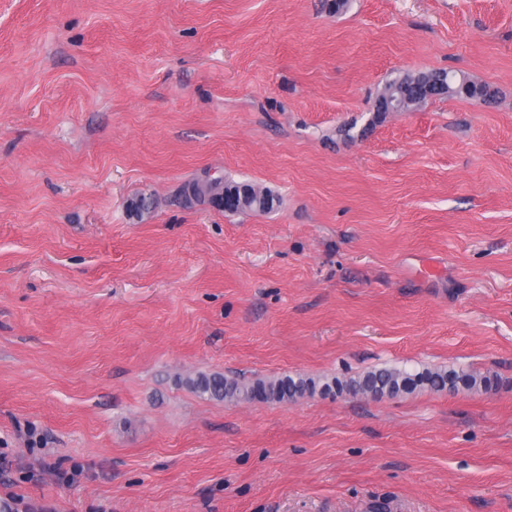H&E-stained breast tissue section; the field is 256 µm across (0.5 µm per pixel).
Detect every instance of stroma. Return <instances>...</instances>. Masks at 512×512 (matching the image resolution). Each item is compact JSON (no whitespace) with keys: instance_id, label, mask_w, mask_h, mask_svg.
I'll return each instance as SVG.
<instances>
[{"instance_id":"stroma-1","label":"stroma","mask_w":512,"mask_h":512,"mask_svg":"<svg viewBox=\"0 0 512 512\" xmlns=\"http://www.w3.org/2000/svg\"><path fill=\"white\" fill-rule=\"evenodd\" d=\"M328 2L0 0V499L512 512V0ZM432 70L495 98L375 112ZM206 174L279 202L186 201ZM389 366L497 384L181 383ZM422 73H429V72H420L417 74H405L403 76H400L398 78H395L389 82H387L384 86L383 92L379 95V97L376 100V110L378 112L379 109V102L381 99H387L388 97H394L395 99L407 98L410 100L413 95V86L412 83L415 80V78ZM375 110V112H376ZM228 187L225 191L234 192L228 201V206L224 209L225 212L229 213H241V212H262L265 213L274 208L276 202V195L269 189L263 190L260 188L256 192L254 191L253 184L249 183H237L227 181ZM249 189L250 193L242 196L240 189ZM493 383L488 376L463 369L427 368L417 371L387 367L373 369L345 380L334 378L331 381L285 375L268 380L244 382L221 373H199L185 380V385L195 392L212 400L231 403L249 401L256 396L261 397L259 401L288 402L333 387L338 394L374 398L411 393L418 388L439 392L462 386L471 391L485 392L492 389Z\"/></svg>"}]
</instances>
